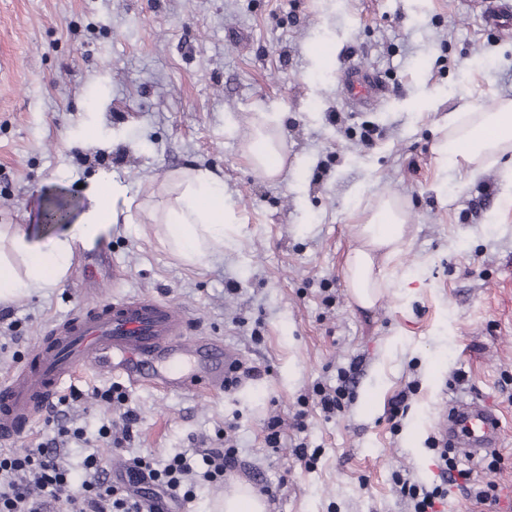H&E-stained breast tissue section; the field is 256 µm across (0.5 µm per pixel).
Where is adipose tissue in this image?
Instances as JSON below:
<instances>
[{"mask_svg":"<svg viewBox=\"0 0 512 512\" xmlns=\"http://www.w3.org/2000/svg\"><path fill=\"white\" fill-rule=\"evenodd\" d=\"M444 163L477 177L488 166L512 154V100L492 110L461 107L448 120V133L438 145ZM177 191L157 222L161 241L189 263L223 252L224 227L233 217L224 206V189L208 170L179 173ZM131 188L110 172H102L85 190L83 207L56 237L43 241L0 225V301L62 284L75 257L76 245L89 246L108 236L113 224L138 223ZM409 225L399 199L383 194L355 226L356 247L348 254L345 280L354 300L372 307L381 294L382 267L403 248Z\"/></svg>","mask_w":512,"mask_h":512,"instance_id":"adipose-tissue-1","label":"adipose tissue"}]
</instances>
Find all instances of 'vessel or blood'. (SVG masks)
I'll use <instances>...</instances> for the list:
<instances>
[{
  "label": "vessel or blood",
  "instance_id": "1",
  "mask_svg": "<svg viewBox=\"0 0 512 512\" xmlns=\"http://www.w3.org/2000/svg\"><path fill=\"white\" fill-rule=\"evenodd\" d=\"M481 7L487 27L512 19V0H483ZM339 83L354 107H371L387 93L378 75L355 65L340 72ZM186 329L182 308L151 296L97 302L54 324L32 362L0 380V442L23 434L62 384L84 372L172 393L223 390L239 357L218 340ZM440 430L473 459L496 448L502 437L498 416L474 398L457 400Z\"/></svg>",
  "mask_w": 512,
  "mask_h": 512
}]
</instances>
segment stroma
<instances>
[{"label": "stroma", "mask_w": 512, "mask_h": 512, "mask_svg": "<svg viewBox=\"0 0 512 512\" xmlns=\"http://www.w3.org/2000/svg\"><path fill=\"white\" fill-rule=\"evenodd\" d=\"M1 58L0 225L58 235L62 225L40 222L49 199L80 205L82 184L116 173L143 211L100 242L124 275L102 284L103 299L176 303L189 335L222 341L255 371L224 391L126 387L138 432L107 462L192 457L229 441L239 467L197 481L178 512H214L258 480L279 487L275 512H410L394 474L431 484L428 440L449 402L472 396L504 426L499 470L477 475L512 484V203L499 196L500 166L469 181L434 151L449 112L512 98V26L487 28L474 0H0ZM347 62L385 80L372 110L345 104ZM367 121L377 128L368 147ZM260 126L284 136L272 179L246 157ZM192 167L223 182L234 218L223 255L198 265L165 248L151 219ZM382 192L401 199L410 234L364 309L342 268L359 212ZM86 275L78 257L61 285L0 302L10 314L0 378L78 310ZM353 361L349 400L325 416L314 386L335 384ZM112 383L83 374L59 391L69 427L87 433L67 450L73 472L113 412L97 396ZM403 391L408 408L394 425L388 410ZM301 410L321 451L311 469L292 454Z\"/></svg>", "instance_id": "stroma-1"}]
</instances>
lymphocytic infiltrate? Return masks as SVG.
Listing matches in <instances>:
<instances>
[{"mask_svg":"<svg viewBox=\"0 0 512 512\" xmlns=\"http://www.w3.org/2000/svg\"><path fill=\"white\" fill-rule=\"evenodd\" d=\"M437 457L438 478L431 485L411 482L402 474L394 481L402 497L410 500L413 512H436L447 501L452 486L464 485L468 498L483 505L498 503L499 486L481 481L471 469L462 467L451 449L430 439ZM66 449L58 439L37 442L20 452L0 454V512H50L56 501H64L67 512H143L142 502L113 482L102 455L92 453L83 460L86 477L73 479L61 459ZM192 471L187 457L181 454L158 464L148 457H136L128 471L133 483H155L170 499H191L184 478Z\"/></svg>","mask_w":512,"mask_h":512,"instance_id":"obj_1","label":"lymphocytic infiltrate"}]
</instances>
